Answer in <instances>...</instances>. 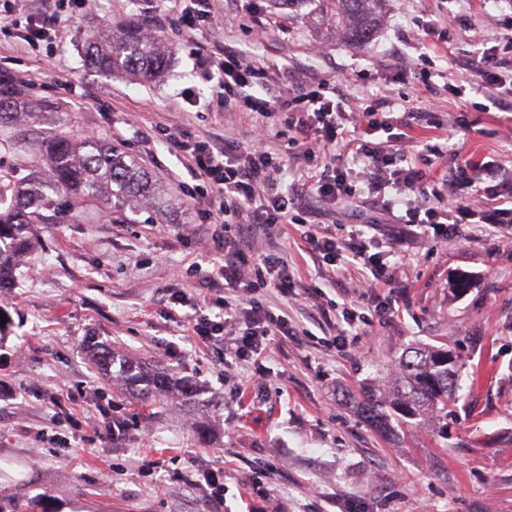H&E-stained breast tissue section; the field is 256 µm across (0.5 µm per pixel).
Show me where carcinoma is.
Segmentation results:
<instances>
[{
  "mask_svg": "<svg viewBox=\"0 0 512 512\" xmlns=\"http://www.w3.org/2000/svg\"><path fill=\"white\" fill-rule=\"evenodd\" d=\"M322 9L338 32L359 42L372 37L376 15L384 0H320ZM170 50L162 40L129 20L119 32L108 26L88 40L85 62L98 74L114 73L152 77L166 70ZM17 81L0 73V125L25 117L29 135L16 139L0 136V147L13 152L15 173H29L4 183L0 175V284L13 279L21 257L31 245L28 228L63 213L67 205L110 206L118 219L143 211H167L173 195L158 186L138 163L115 145L99 138H76L55 129H44L42 104L18 93ZM52 215H47V212ZM134 404L143 409L156 404L169 384L168 373L158 368L144 373L123 362ZM457 361L446 350L415 348L399 362V376L389 396L368 391L358 401L364 421L387 434L392 419L413 426L425 417L448 430V407L458 389ZM0 512H33L29 501L0 496Z\"/></svg>",
  "mask_w": 512,
  "mask_h": 512,
  "instance_id": "cac0c4a2",
  "label": "carcinoma"
}]
</instances>
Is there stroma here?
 <instances>
[{
  "label": "stroma",
  "mask_w": 512,
  "mask_h": 512,
  "mask_svg": "<svg viewBox=\"0 0 512 512\" xmlns=\"http://www.w3.org/2000/svg\"><path fill=\"white\" fill-rule=\"evenodd\" d=\"M246 31L226 0L222 31H191L167 0H74L53 54L9 53L0 71L28 73L23 93L51 105L53 128L94 132L131 153L172 192L174 209L113 219L105 205L30 227L33 246L16 282L0 289V495L36 502V512H512V242L485 224H468L447 244L402 242V225L382 217L376 238L407 252L396 273L400 311L383 315L382 298L363 304L367 335L335 347L333 321L258 292L273 310L287 308L305 333L277 338L267 351L224 379V348L192 336L189 318L200 282L190 265L210 269L213 225L198 221L189 196L198 179L173 139L240 136L251 115L213 111V85L194 66L196 51L222 55L236 45L269 72L313 70L348 89L371 87L428 114L415 137L464 144L466 152L512 164V112H469L465 135H448L458 111V73L410 87L389 82L400 49L420 53L415 32L437 19L441 0H385L371 41L336 35L308 0H259ZM138 18L170 48L159 78L90 73L84 41L102 25ZM307 218L346 238L372 211L354 197L334 209L308 197ZM257 254L287 259L298 283L353 300L361 272L332 273L285 232L255 228L245 243ZM107 346L140 367L160 364L173 384L159 408L134 417L114 408L125 390L119 374L98 368L85 342ZM445 346L457 355L461 388L447 433L433 422L383 436L357 413L360 389L386 386L410 347ZM196 388L184 406L182 381ZM132 424L100 442L116 418ZM274 469L273 498L250 494L254 473Z\"/></svg>",
  "instance_id": "1"
}]
</instances>
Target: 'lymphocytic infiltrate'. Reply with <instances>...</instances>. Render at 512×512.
<instances>
[{
	"instance_id": "f902f5d3",
	"label": "lymphocytic infiltrate",
	"mask_w": 512,
	"mask_h": 512,
	"mask_svg": "<svg viewBox=\"0 0 512 512\" xmlns=\"http://www.w3.org/2000/svg\"><path fill=\"white\" fill-rule=\"evenodd\" d=\"M171 3L188 29L215 30L224 22L215 0ZM493 7L500 17L492 40L458 34V41L468 49L449 58L448 66L466 72L463 84L454 88L461 105H473L480 112L490 108L512 112V89L503 96L496 92L512 74V0H493ZM50 19L32 8L23 15L0 10V32L20 31L15 49L31 53L40 45H54L57 31ZM196 65L204 79L214 81L216 99L224 108L267 118L286 116L280 132L283 147L277 153L267 147L263 126L255 127L247 143L228 134L220 143L205 138L176 144L191 158L200 179L193 198L202 205V221L220 225L227 233L224 253L207 277L210 290L198 299L191 318L192 333L199 341L223 344L225 368L236 369L248 354L268 347L277 337L299 333L288 313L274 312L258 301L256 294L264 288L302 304L324 299L328 308L340 310V324L352 329L368 321L358 305L341 307L335 299L324 298L322 289L298 287L282 258L248 256L238 241L254 225L302 227L301 239L310 256L338 271L366 269L365 288L386 289L385 307H395L396 265L390 251H371L369 224L355 225L347 240H338L331 229L301 219L302 195L333 205L364 194L386 213L402 205L398 223L421 239L445 241L472 220L512 232V196L495 189L502 174L500 164L417 140L412 131L418 112L409 108L396 112L393 99L368 87L347 93L317 75L278 84L264 66L231 44L225 45L220 57L198 54ZM353 99L357 107L347 109ZM287 165L308 172L301 187L292 191L282 190L277 181ZM475 195L481 199L477 208L470 202Z\"/></svg>"
}]
</instances>
